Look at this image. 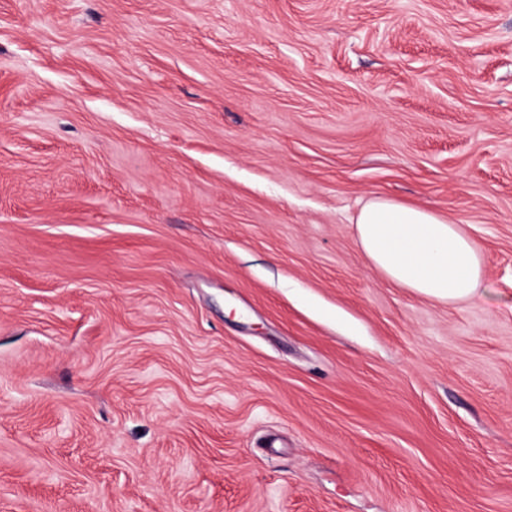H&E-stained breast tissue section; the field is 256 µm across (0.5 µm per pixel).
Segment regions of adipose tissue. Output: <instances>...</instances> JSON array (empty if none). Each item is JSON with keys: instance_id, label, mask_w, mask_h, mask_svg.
<instances>
[{"instance_id": "obj_1", "label": "adipose tissue", "mask_w": 512, "mask_h": 512, "mask_svg": "<svg viewBox=\"0 0 512 512\" xmlns=\"http://www.w3.org/2000/svg\"><path fill=\"white\" fill-rule=\"evenodd\" d=\"M354 224L366 258L390 281L438 303L480 296L484 256L462 225L385 197L367 201Z\"/></svg>"}]
</instances>
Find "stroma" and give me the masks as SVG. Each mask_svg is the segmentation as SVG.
Segmentation results:
<instances>
[{
    "instance_id": "1",
    "label": "stroma",
    "mask_w": 512,
    "mask_h": 512,
    "mask_svg": "<svg viewBox=\"0 0 512 512\" xmlns=\"http://www.w3.org/2000/svg\"><path fill=\"white\" fill-rule=\"evenodd\" d=\"M0 512H512V0H0ZM353 224L366 258L402 288L447 304L480 296L484 256L462 225L385 197L367 201Z\"/></svg>"
}]
</instances>
